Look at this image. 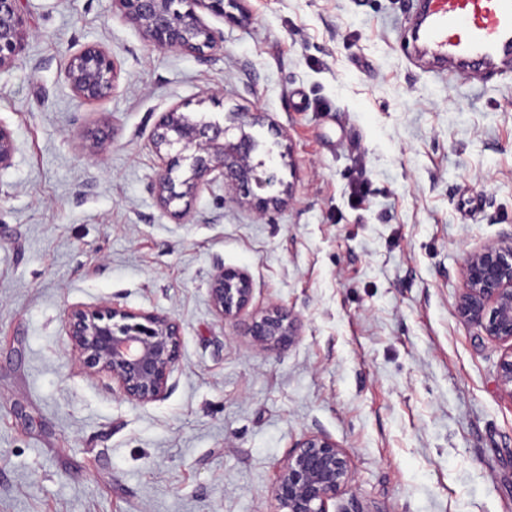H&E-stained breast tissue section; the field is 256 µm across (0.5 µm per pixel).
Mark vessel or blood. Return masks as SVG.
Returning <instances> with one entry per match:
<instances>
[{
  "mask_svg": "<svg viewBox=\"0 0 512 512\" xmlns=\"http://www.w3.org/2000/svg\"><path fill=\"white\" fill-rule=\"evenodd\" d=\"M416 33L433 58L458 62L459 75L496 73L512 59V0H423Z\"/></svg>",
  "mask_w": 512,
  "mask_h": 512,
  "instance_id": "b4317fda",
  "label": "vessel or blood"
}]
</instances>
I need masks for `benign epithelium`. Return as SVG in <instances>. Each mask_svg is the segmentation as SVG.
<instances>
[{"label":"benign epithelium","mask_w":512,"mask_h":512,"mask_svg":"<svg viewBox=\"0 0 512 512\" xmlns=\"http://www.w3.org/2000/svg\"><path fill=\"white\" fill-rule=\"evenodd\" d=\"M19 0H0V68L15 61L23 37ZM122 16L140 27L159 49L202 55L214 47L210 32L200 25L196 8L224 16L235 0H115ZM66 74L74 93L84 100L106 97L113 87L112 54L88 45L70 56ZM218 120L192 121L173 107L164 113L153 134L156 153L173 151L172 165L158 180V198L167 204L192 196L217 181L230 185L258 210L278 203L262 192L276 180L274 169L255 163L254 140L243 133L227 138ZM15 144L0 127V168L9 164ZM189 162L191 177L178 192L171 178L173 165ZM463 282L457 309L460 317L484 335L509 344L498 366L501 389L512 396V236L469 252L461 268ZM253 294L249 277L234 268H219L209 288L211 304L222 318H235L248 308ZM72 351L91 376L107 375L127 400L147 404L168 390L181 356V321L171 315L130 312L114 306L75 307L65 312ZM248 336L259 348L285 349L297 336V319L274 305L251 318ZM353 480L351 461L324 433H308L295 444L277 469L271 489L276 512H327V502Z\"/></svg>","instance_id":"7a95c632"}]
</instances>
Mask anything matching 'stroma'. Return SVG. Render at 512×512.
Returning a JSON list of instances; mask_svg holds the SVG:
<instances>
[{"label":"stroma","mask_w":512,"mask_h":512,"mask_svg":"<svg viewBox=\"0 0 512 512\" xmlns=\"http://www.w3.org/2000/svg\"><path fill=\"white\" fill-rule=\"evenodd\" d=\"M410 5L201 9L200 58L155 48L115 0H20L0 68V512H273L276 467L310 432L354 472L327 512H512L506 346L457 312L467 252L512 235V70L412 64ZM89 44L116 67L98 101L65 71ZM176 105L250 134L283 203L215 183L161 205L152 137ZM222 265L253 285L236 318L210 303ZM99 305L181 320L162 399L130 402L75 359L64 313ZM273 305L299 318L285 350L246 331Z\"/></svg>","instance_id":"obj_1"}]
</instances>
